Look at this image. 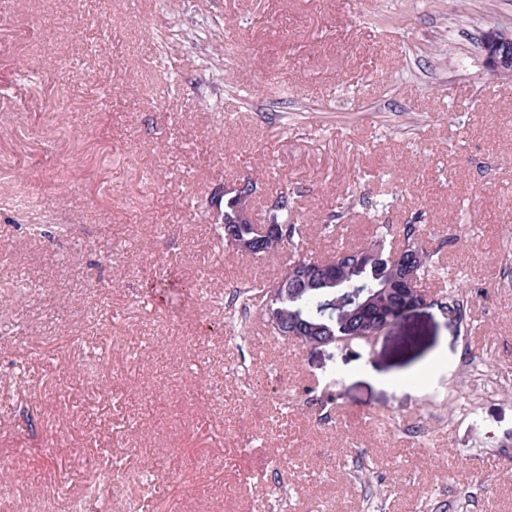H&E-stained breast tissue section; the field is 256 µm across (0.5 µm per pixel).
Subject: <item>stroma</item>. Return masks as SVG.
<instances>
[{
	"label": "stroma",
	"instance_id": "obj_1",
	"mask_svg": "<svg viewBox=\"0 0 512 512\" xmlns=\"http://www.w3.org/2000/svg\"><path fill=\"white\" fill-rule=\"evenodd\" d=\"M0 23V512H512V76L481 48L512 0H0ZM245 180L256 224L288 191L315 260L419 225V341L228 328L229 285L288 258L218 239Z\"/></svg>",
	"mask_w": 512,
	"mask_h": 512
}]
</instances>
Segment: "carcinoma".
I'll list each match as a JSON object with an SVG mask.
<instances>
[{
  "instance_id": "obj_1",
  "label": "carcinoma",
  "mask_w": 512,
  "mask_h": 512,
  "mask_svg": "<svg viewBox=\"0 0 512 512\" xmlns=\"http://www.w3.org/2000/svg\"><path fill=\"white\" fill-rule=\"evenodd\" d=\"M274 204L277 223L285 225L288 231L287 237L277 242L276 249L286 248L291 253V258L283 269L279 281L289 283L296 280L298 264L308 262L304 256L306 244L304 225L295 223L291 215L288 192H280ZM247 207V201L236 198L224 202V224L221 225V230L229 228L245 232V224L249 223V219L245 216ZM418 231L419 227L416 224H405L401 228L383 225L380 227L379 235L367 245L356 249L339 247L323 258V261L336 264L338 274L349 287L353 288V292L361 297H371L372 311L377 317L393 326L403 321V317L395 310L391 297L380 293L382 285L399 283L406 267L413 269L421 279L435 272L432 254L419 244ZM397 233L404 237L405 242L404 247L395 252L397 259L392 262H380L375 257V252L379 248H386L387 238ZM359 255L364 256V262L360 265L356 261ZM259 294V287L253 282H247L234 288L225 296L224 309L229 325H235L241 317L248 318L253 312L260 316L264 315V312L259 310ZM328 300V294L320 289L307 290L296 299L290 297L288 301L279 305L283 321L291 323L305 317L319 319L324 314Z\"/></svg>"
}]
</instances>
